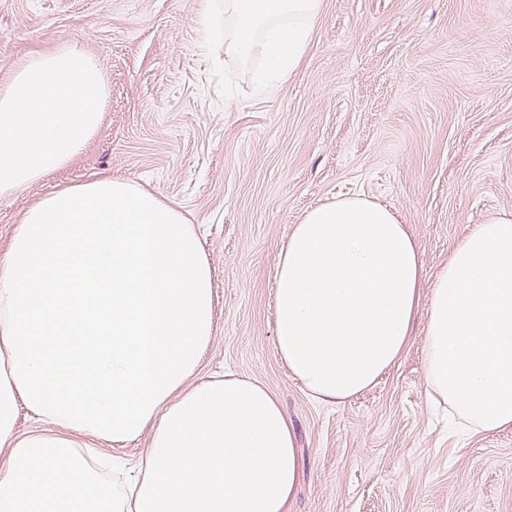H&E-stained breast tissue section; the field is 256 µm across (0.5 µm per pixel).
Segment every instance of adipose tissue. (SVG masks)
I'll return each mask as SVG.
<instances>
[{"instance_id": "ef3b65f1", "label": "adipose tissue", "mask_w": 512, "mask_h": 512, "mask_svg": "<svg viewBox=\"0 0 512 512\" xmlns=\"http://www.w3.org/2000/svg\"><path fill=\"white\" fill-rule=\"evenodd\" d=\"M226 50L261 49L282 76L303 58L320 0H224ZM406 225L359 197L311 209L279 251L276 341L314 398L344 401L401 357L428 301L424 382L473 435L512 429V218L473 225L423 294ZM214 334L212 274L182 210L121 174L70 184L21 215L0 262V512H288L291 428L235 377L185 381ZM25 403L53 431L16 430ZM71 429L148 434L141 480L101 482Z\"/></svg>"}]
</instances>
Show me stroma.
<instances>
[{
    "label": "stroma",
    "instance_id": "1",
    "mask_svg": "<svg viewBox=\"0 0 512 512\" xmlns=\"http://www.w3.org/2000/svg\"><path fill=\"white\" fill-rule=\"evenodd\" d=\"M196 3L0 0V82L31 52L78 42L110 86L82 154L0 197V258L33 201L123 174L202 240L215 334L191 379L229 373L277 400L298 459L288 512H512V430L458 438L426 400V307L399 362L344 402L311 397L275 335L278 254L316 206L357 196L394 211L427 290L472 225L512 217V0H321L303 60L263 84L261 51L201 43Z\"/></svg>",
    "mask_w": 512,
    "mask_h": 512
}]
</instances>
